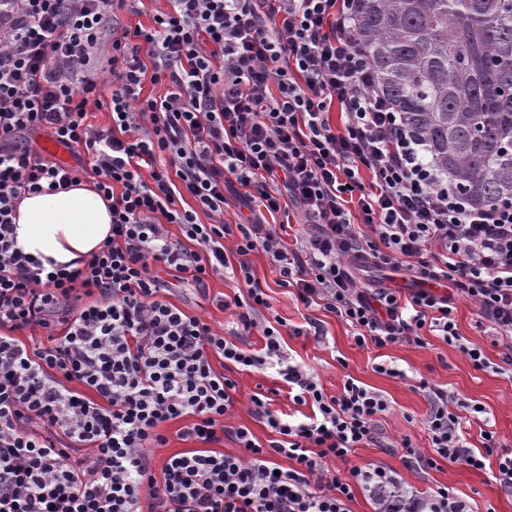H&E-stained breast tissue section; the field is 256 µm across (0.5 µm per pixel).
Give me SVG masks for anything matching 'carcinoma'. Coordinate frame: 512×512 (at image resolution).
Wrapping results in <instances>:
<instances>
[{
    "instance_id": "carcinoma-1",
    "label": "carcinoma",
    "mask_w": 512,
    "mask_h": 512,
    "mask_svg": "<svg viewBox=\"0 0 512 512\" xmlns=\"http://www.w3.org/2000/svg\"><path fill=\"white\" fill-rule=\"evenodd\" d=\"M378 89L448 188L512 197V0H360Z\"/></svg>"
}]
</instances>
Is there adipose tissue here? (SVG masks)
I'll use <instances>...</instances> for the list:
<instances>
[{"label": "adipose tissue", "mask_w": 512, "mask_h": 512, "mask_svg": "<svg viewBox=\"0 0 512 512\" xmlns=\"http://www.w3.org/2000/svg\"><path fill=\"white\" fill-rule=\"evenodd\" d=\"M109 201L88 183L22 199L16 243L39 259L68 264L88 257L110 235Z\"/></svg>", "instance_id": "adipose-tissue-1"}]
</instances>
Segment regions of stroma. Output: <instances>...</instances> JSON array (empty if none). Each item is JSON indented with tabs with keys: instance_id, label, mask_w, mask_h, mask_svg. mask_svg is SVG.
Here are the masks:
<instances>
[{
	"instance_id": "stroma-1",
	"label": "stroma",
	"mask_w": 512,
	"mask_h": 512,
	"mask_svg": "<svg viewBox=\"0 0 512 512\" xmlns=\"http://www.w3.org/2000/svg\"><path fill=\"white\" fill-rule=\"evenodd\" d=\"M250 260L256 279L269 295L273 315L291 325H303L309 316L323 322L326 331L323 342L303 336H285L284 350L293 362L313 369L329 394L339 393L345 377L350 376L381 393L391 405L380 421L387 447L356 449L349 456L351 464L383 466L391 471L404 489L423 498L445 486L465 500L471 512H512V494L501 489L495 478L496 467L475 470L443 462L434 469L411 470L404 466L399 449L402 439L406 437L421 451L429 449L428 434L423 425L429 405L416 387L417 381L422 378L485 408L484 424L474 423L465 427L472 448L480 447V430L484 427L496 432L506 446L512 447V376L489 369H474L457 346L431 334L427 335V343L421 348L406 343L381 349L358 347L353 341L352 328L341 318L305 308L297 302L290 289L280 287L278 275L264 253L252 254ZM238 290L235 281L224 278L209 280L208 290L203 294L195 290L193 283L185 282L177 288L172 300L187 311L209 319L215 326L228 329L232 326L230 314L217 310L211 305L210 299L224 293L231 295ZM453 316L461 336L483 344L491 362L500 361L503 347L493 344L490 328L478 323L472 301L457 298ZM382 363L405 371V378L378 372L377 367ZM260 389L277 390L275 409L289 413L294 411L295 406L288 397L287 385L274 372L240 376L236 408L230 422L248 426L263 441L269 439L270 430L250 412V398Z\"/></svg>"
}]
</instances>
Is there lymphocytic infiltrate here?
Listing matches in <instances>:
<instances>
[{"label": "lymphocytic infiltrate", "mask_w": 512, "mask_h": 512, "mask_svg": "<svg viewBox=\"0 0 512 512\" xmlns=\"http://www.w3.org/2000/svg\"><path fill=\"white\" fill-rule=\"evenodd\" d=\"M137 2L0 0V512H348L358 489L377 512H469L445 487L407 495L380 466L331 470L355 449L385 447L390 405L351 377L326 394L288 360L250 256L264 252L304 307L349 322L357 346L421 347L432 332L475 369L512 373V199L477 206L448 189L375 87L357 0H170L153 27L104 41ZM148 81L162 93L143 96ZM91 105L109 110L107 125L88 122ZM36 132L86 152L88 166L34 150ZM85 176L111 203L112 233L81 266L45 270L16 246V202ZM278 213L304 226L295 242L269 223ZM366 264L404 268L424 286L374 287L358 276ZM185 276L202 293L216 276L245 284L211 300L231 312V329L171 301ZM440 280L447 291L430 289ZM459 297L506 340L500 365L460 336ZM32 328L48 345L19 339ZM255 370L274 371L311 408L297 418L252 395L264 441L225 422L236 373ZM418 389L431 451L403 439L404 463L492 460L512 492V451L489 430L478 450L463 435L461 410L482 406L424 379ZM175 420L193 448L155 465ZM227 442L235 452H221Z\"/></svg>", "instance_id": "obj_1"}]
</instances>
